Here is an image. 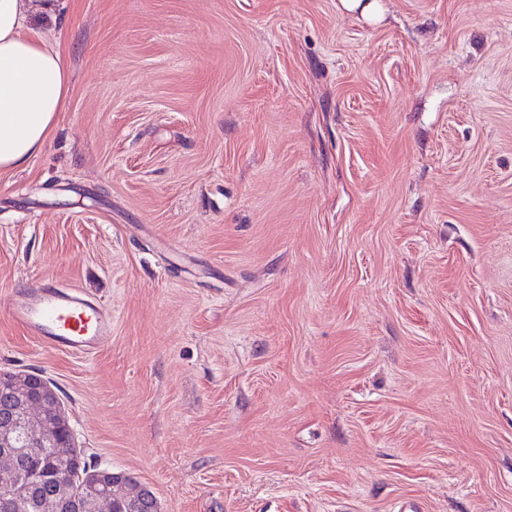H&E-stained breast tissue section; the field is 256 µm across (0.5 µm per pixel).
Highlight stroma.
Here are the masks:
<instances>
[{
  "mask_svg": "<svg viewBox=\"0 0 512 512\" xmlns=\"http://www.w3.org/2000/svg\"><path fill=\"white\" fill-rule=\"evenodd\" d=\"M54 0L0 173V372L159 512H512V0ZM112 313L90 354L8 311ZM52 0H0V170H24L51 138L70 93L61 52L30 27ZM12 317L53 346L88 353L112 335V314L74 290L41 286L17 299Z\"/></svg>",
  "mask_w": 512,
  "mask_h": 512,
  "instance_id": "35a3bbf8",
  "label": "stroma"
}]
</instances>
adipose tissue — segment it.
<instances>
[{
  "label": "adipose tissue",
  "mask_w": 512,
  "mask_h": 512,
  "mask_svg": "<svg viewBox=\"0 0 512 512\" xmlns=\"http://www.w3.org/2000/svg\"><path fill=\"white\" fill-rule=\"evenodd\" d=\"M51 0H0V170L25 169L51 138L70 93L60 51L30 27Z\"/></svg>",
  "instance_id": "adipose-tissue-1"
}]
</instances>
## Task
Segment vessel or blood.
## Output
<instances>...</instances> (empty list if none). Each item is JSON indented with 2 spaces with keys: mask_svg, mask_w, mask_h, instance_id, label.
I'll return each instance as SVG.
<instances>
[{
  "mask_svg": "<svg viewBox=\"0 0 512 512\" xmlns=\"http://www.w3.org/2000/svg\"><path fill=\"white\" fill-rule=\"evenodd\" d=\"M12 317L53 346L88 353L112 335V314L75 291L41 286L17 299Z\"/></svg>",
  "mask_w": 512,
  "mask_h": 512,
  "instance_id": "b4317fda",
  "label": "vessel or blood"
}]
</instances>
